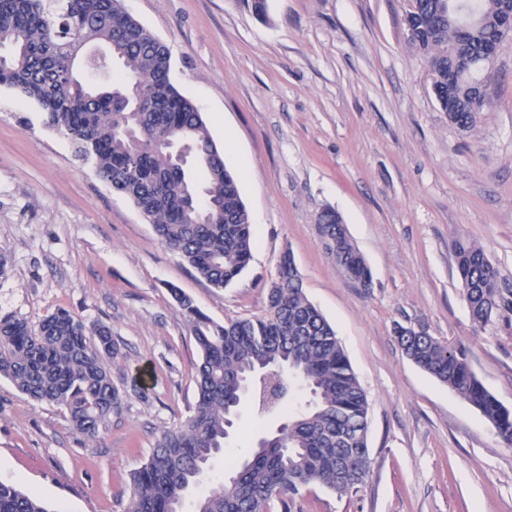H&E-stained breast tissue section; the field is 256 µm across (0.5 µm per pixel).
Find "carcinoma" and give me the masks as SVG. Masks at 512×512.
Instances as JSON below:
<instances>
[{"label":"carcinoma","instance_id":"obj_1","mask_svg":"<svg viewBox=\"0 0 512 512\" xmlns=\"http://www.w3.org/2000/svg\"><path fill=\"white\" fill-rule=\"evenodd\" d=\"M507 0H466L481 21L460 29L448 0H413L408 12L409 44L429 66L441 107L448 92L461 99V127L489 105L476 99L471 80L508 38L495 23ZM115 47L122 74L112 86L85 84L79 53L86 40ZM0 85L35 100L46 123L70 139L75 156L93 163L98 177L126 192L149 215L158 239L179 253L211 286L225 288L247 268L254 244L252 224L238 182L213 155L216 143L197 105L171 82L168 47L130 17L122 0H0ZM142 95L136 111L120 106L123 89ZM185 143L195 160L182 166L165 146L141 152L142 134ZM205 178L199 188L193 170ZM217 205L220 224H199L194 212ZM318 224L321 241L352 280L371 283L359 249L326 209ZM457 271L472 320L485 325L489 312L512 311V288L483 248L458 242ZM285 286L268 294L265 313L217 323L180 289L171 293L192 327L201 352L192 413L157 440L148 461L130 477L126 512H181L184 497L212 460H228L232 481L216 482L198 497L194 512H267L271 500L309 485L347 493L367 476V395L334 327L309 301L297 267H279ZM398 342L409 360L448 387L490 422L512 445V410L502 405L472 371L464 349L421 331L399 326ZM112 329L105 323L87 332L67 310L46 315L33 327L0 312V377L30 399L65 410L74 430L97 437L122 408L124 395L112 382ZM281 370L283 389L273 407L285 414L274 433L245 456L227 446L229 429L246 392L247 378ZM309 392L303 405L295 390ZM0 512H55L32 492L0 481Z\"/></svg>","mask_w":512,"mask_h":512}]
</instances>
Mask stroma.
Segmentation results:
<instances>
[{
	"mask_svg": "<svg viewBox=\"0 0 512 512\" xmlns=\"http://www.w3.org/2000/svg\"><path fill=\"white\" fill-rule=\"evenodd\" d=\"M164 41L171 80L200 109L239 185L252 258L230 286L200 278L112 192L39 104L0 86V310L30 324L66 309L112 329L120 414L96 439L59 407L0 379V480L59 512H124L132 472L195 405L200 353L173 299L216 322L262 315L290 253L309 300L334 326L369 402L370 471L345 495L312 485L292 512H512V447L412 364L394 332L463 347L482 384L512 409V312L476 325L454 245L482 246L512 286V46L490 104L459 128L407 43L411 0H123ZM332 208L371 270L350 280L322 246Z\"/></svg>",
	"mask_w": 512,
	"mask_h": 512,
	"instance_id": "stroma-1",
	"label": "stroma"
}]
</instances>
